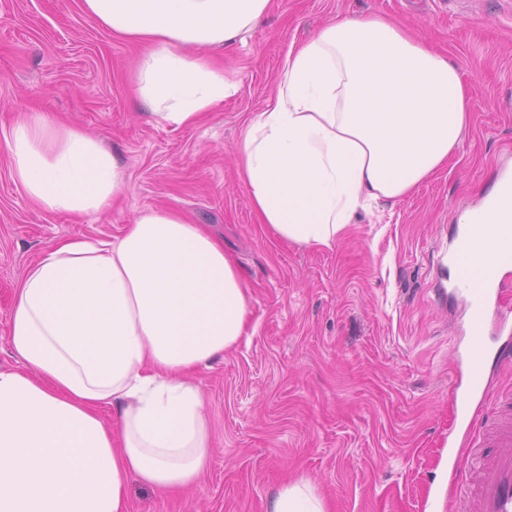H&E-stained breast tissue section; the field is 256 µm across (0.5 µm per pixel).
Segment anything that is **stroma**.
<instances>
[{"label": "stroma", "mask_w": 512, "mask_h": 512, "mask_svg": "<svg viewBox=\"0 0 512 512\" xmlns=\"http://www.w3.org/2000/svg\"><path fill=\"white\" fill-rule=\"evenodd\" d=\"M400 18L447 54L471 100L454 161L394 206L359 215L329 248L259 223L234 156L291 46L336 16ZM139 44L100 28L81 0H0V130L37 112L102 139L126 190L86 217L36 207L0 151V369H22L9 318L26 270L55 242L108 238L151 209L224 241L250 286L241 343L193 375L211 456L176 494L130 480L128 512H268L304 479L328 512H461L448 453L470 455L453 411L467 313L443 298L457 216L512 164V0H271L214 60L233 95L195 127L151 122L132 88Z\"/></svg>", "instance_id": "1"}]
</instances>
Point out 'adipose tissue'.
<instances>
[{"mask_svg": "<svg viewBox=\"0 0 512 512\" xmlns=\"http://www.w3.org/2000/svg\"><path fill=\"white\" fill-rule=\"evenodd\" d=\"M270 0H82L112 35L145 45L137 92L160 124H198L235 93L206 52L243 37ZM470 122L447 55L387 16H344L290 48L265 109L236 146L261 224L284 241L332 246L357 215L398 201L447 168ZM13 180L41 209L97 214L123 193L97 137L38 113L0 133ZM460 223L512 225L493 184ZM250 291L221 242L166 209L109 239L69 238L19 283L0 370V512H127L129 480L193 486L210 428L194 371L236 347ZM117 411L115 426L100 408ZM269 512H326L313 486H282Z\"/></svg>", "mask_w": 512, "mask_h": 512, "instance_id": "adipose-tissue-1", "label": "adipose tissue"}]
</instances>
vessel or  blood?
<instances>
[{"label":"vessel or blood","mask_w":512,"mask_h":512,"mask_svg":"<svg viewBox=\"0 0 512 512\" xmlns=\"http://www.w3.org/2000/svg\"><path fill=\"white\" fill-rule=\"evenodd\" d=\"M492 261L477 264L471 259L475 245L469 235L461 234L449 257L454 280L452 291L462 298L469 315L471 341L460 357L459 364L466 377L452 384L456 410L466 434L479 439L481 430L470 420L472 406L484 402L486 393L482 377L489 361L502 362L512 358V336L506 335V317H498L497 332L506 338L496 348H489L486 341L487 320L491 310L496 309L501 290V276L512 268V225L503 224L492 240ZM512 394L500 395L492 419L497 429L494 451L481 455L478 468H471L468 461L453 463L454 472L460 473L463 481L472 482L470 495L465 499L466 512H512Z\"/></svg>","instance_id":"b4317fda"}]
</instances>
